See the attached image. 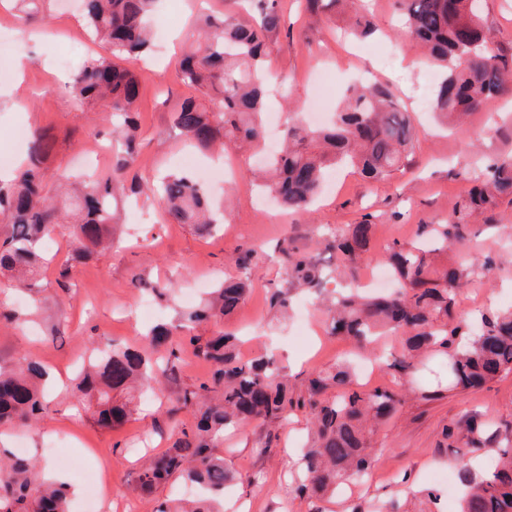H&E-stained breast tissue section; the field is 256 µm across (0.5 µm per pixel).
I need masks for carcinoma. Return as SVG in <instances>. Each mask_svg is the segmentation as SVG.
I'll return each mask as SVG.
<instances>
[{
	"label": "carcinoma",
	"mask_w": 512,
	"mask_h": 512,
	"mask_svg": "<svg viewBox=\"0 0 512 512\" xmlns=\"http://www.w3.org/2000/svg\"><path fill=\"white\" fill-rule=\"evenodd\" d=\"M483 0H397L405 33L429 58L446 69L436 93L433 112L442 118L469 115L486 102L512 90V48L502 46L482 17ZM155 0H84V20L105 42L112 57L91 58L74 74L70 92L84 105L105 112L112 120V138L118 142L112 172L73 186L57 180L48 193L42 186L43 166L53 157L55 137L45 131L31 135L29 164L17 179L0 187V215L10 231L0 239V276L18 288L38 292L43 261L37 244L59 224L70 225L73 260L80 261L112 246L125 191L157 200L174 222L206 231L218 223L206 190L186 171L167 174L159 181L126 176L136 157V112L139 82L135 72L117 61H132L151 48L148 26ZM313 13L343 16L356 36L373 31L372 15L354 0H306ZM255 13L245 21L234 14L207 15L191 36V51L177 71L178 79L220 96L210 112L195 99L182 102L176 126L190 142L207 149L218 140L240 147L262 138L266 109V48L281 29L279 0H254ZM416 140L410 113L385 86L353 85L340 103L335 120L309 127L298 118L288 122L283 146L266 166L253 173L261 187L275 194L286 209L309 207L321 193L328 172L350 165L371 180H382L409 162ZM512 197V158L487 167V173L468 192L463 210L479 211L497 197ZM370 216L348 225L339 237L323 238L324 247L340 257L343 276L356 278L359 261L368 252ZM469 225L421 224L416 240L406 247L388 246L387 262L402 288L386 296H365L350 289L329 301L327 331L347 336L360 348L386 333L405 337L406 353L387 362L399 375L414 369L425 352L441 351L448 359L451 387L480 388L512 372V311L470 319L455 315L457 289L494 265L491 258L461 268L440 267L436 256L463 246ZM289 286L274 289L272 306L286 311L295 286L321 290L324 276L314 256L286 243L279 249ZM245 282L223 281L211 289L198 309L184 322L158 325L147 335L149 350L118 348L109 342L91 351L77 377L86 410L99 426L122 424L130 409L114 402L112 393L132 388L154 390L173 376L179 355L169 346L174 332L190 330L205 319L221 320L245 299ZM196 353L215 370L212 382L194 391L174 393L175 403L197 409L196 423L182 429L172 446L155 457L138 477L137 489L151 495L171 477L203 489L191 502L176 501L156 512H224V493L237 477L224 469V458L214 452L215 441L227 428L245 423L258 427L288 417L294 411L312 416L315 436L303 455L305 480L296 487L300 497L336 490L344 479L367 474L375 459L369 435L390 418L400 403L393 389H369L350 369L308 374L305 392L295 395L288 374L272 356L242 361L235 338L228 334L204 341L186 337ZM47 372L35 361H0V427L28 425L43 413L41 383ZM446 447L476 454L498 451L496 469L479 478L464 463L458 479L464 487L460 512H512V428L496 426L478 417L451 422L442 429ZM43 461L18 455L0 446V512H69L70 488L43 478Z\"/></svg>",
	"instance_id": "1"
}]
</instances>
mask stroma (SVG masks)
I'll list each match as a JSON object with an SVG mask.
<instances>
[{"mask_svg": "<svg viewBox=\"0 0 512 512\" xmlns=\"http://www.w3.org/2000/svg\"><path fill=\"white\" fill-rule=\"evenodd\" d=\"M281 3L285 30L272 42L268 57L272 78L266 100L271 112L287 119L291 100L306 114L334 112L346 86L368 77L388 86L412 112L418 129L413 163L378 181L351 170L338 172L323 198L304 211L261 201L248 175L260 160L256 152L229 144L193 149L173 123L181 102L195 93L177 80L176 72L197 17L205 9L232 11L234 0H160L151 26L166 29L167 40L154 43L149 59L131 64L140 87L138 170L165 175L188 150L204 165L228 163L231 183L213 190L216 199L230 201L223 224L211 234H200L191 225L174 223L157 203L140 196L121 209L111 250L67 268L73 245L63 224L45 243L50 264L39 294L0 285V304L15 310L21 320L17 326L0 323V360L30 358L64 380L53 391L43 419L9 430V442L25 443L27 451L40 455L56 440L63 456L99 468L110 494L103 512H153L180 492V485L171 482L146 497L137 490L135 477L154 453L174 441L177 427L188 429L195 422L192 409L173 410L168 393L197 387L210 377L212 366L196 357L190 345L173 338L180 360L166 392L154 393L151 403H140L125 424L105 429L86 418L70 383L93 346L104 340L121 347L143 346L151 323L177 321L186 310L181 288L243 278L250 290L218 329L240 336L244 358L274 354L288 372L290 387L301 390L311 371L336 366L353 357L355 348L343 337L326 335L314 293L296 292L286 313L270 306L271 288L286 280L276 261L284 240H295L330 270L336 257L319 245L321 233L372 215L370 258L359 270L360 277H367L380 265L388 245L413 241L418 225L455 220L461 200L488 161L512 155V92L446 129L437 125L431 110L420 109V98L435 97L436 85L427 79L435 66L400 33L393 0H371L378 30L362 41L343 38L326 17L310 16L302 0ZM0 47L29 59L23 72L0 75V152L10 154V169L28 161V143L14 137L15 128L22 126L32 132L51 130L57 138L47 184L62 174L79 181L107 170L112 128L108 116L89 111L66 87L89 57L108 54L85 27L81 0H36L32 5L0 0ZM470 224L468 245L449 251L448 265H465L488 253L498 255L501 264L461 288L456 309L462 314L504 310L512 297V199H496L471 217ZM249 247L256 256L244 269L235 259L240 249ZM137 276L169 281L178 288L170 300L157 302L149 321L138 314L142 295L132 285ZM35 303L40 311L31 323L27 317ZM52 322L60 332L49 337L45 330ZM446 370L445 357L434 352L417 363L414 375L397 381L391 370L381 367L366 379L371 389L397 387L401 404L370 438L376 459L371 481L343 485L333 497L307 501L292 491L300 450L307 442L308 413L297 412L266 429L250 424L225 432L217 444L224 465L248 479L232 491L240 512H353L374 499L390 500L403 484L422 488L430 486L432 477L456 475L458 458L443 446V426L472 413L500 424L512 422V373L481 389L461 391L449 389Z\"/></svg>", "mask_w": 512, "mask_h": 512, "instance_id": "1", "label": "stroma"}]
</instances>
